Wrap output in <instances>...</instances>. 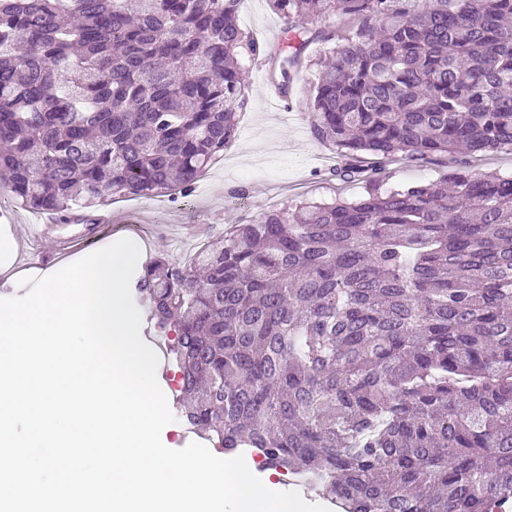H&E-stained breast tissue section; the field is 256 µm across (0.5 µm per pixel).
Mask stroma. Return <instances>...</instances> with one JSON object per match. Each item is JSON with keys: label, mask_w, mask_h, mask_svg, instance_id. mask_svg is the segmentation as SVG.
I'll list each match as a JSON object with an SVG mask.
<instances>
[{"label": "stroma", "mask_w": 512, "mask_h": 512, "mask_svg": "<svg viewBox=\"0 0 512 512\" xmlns=\"http://www.w3.org/2000/svg\"><path fill=\"white\" fill-rule=\"evenodd\" d=\"M238 15L241 28L261 43L267 42L270 30L287 26L271 0H240ZM338 25L336 17H319L305 23L303 31L312 37L315 31ZM275 51L272 58L241 59L247 103L240 113L235 140L223 157L203 173L188 194L149 199L114 196L111 204L95 212L104 221V244L122 238L139 241L144 245V258L161 252L172 264L180 266L209 241L223 236L225 228L250 223L270 209L305 200L350 201L363 195V183L341 181L324 166L323 156L335 154L336 149L316 141L310 133L314 63L328 53V44L312 37L304 54L305 63L298 67L285 61L289 48L279 44ZM272 82L287 85L298 120L287 119L276 110L268 93ZM453 170L452 160L443 156L420 165L400 162L391 166L388 183L425 184L443 179ZM11 198L8 184L0 182V240L17 243L13 254L0 253V298L25 295V288L19 284L25 270L35 269L38 276L45 277L64 266L60 260L31 266L32 254L50 252L51 245L46 240L19 235L18 225L26 223L31 213L12 204ZM141 334L158 351V382L174 416L162 432V441L169 448H183L196 436L180 417L179 374L168 352L169 339L147 323Z\"/></svg>", "instance_id": "obj_1"}]
</instances>
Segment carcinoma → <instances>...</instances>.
I'll list each match as a JSON object with an SVG mask.
<instances>
[{"mask_svg": "<svg viewBox=\"0 0 512 512\" xmlns=\"http://www.w3.org/2000/svg\"><path fill=\"white\" fill-rule=\"evenodd\" d=\"M313 34L310 132L356 201L236 224L150 261L135 300L164 334L186 425L319 485L340 512L512 507V0H273ZM238 0H0V179L69 217L184 193L235 140ZM457 159L449 181L386 167ZM473 168L477 173H512V155L508 152L489 153L480 157Z\"/></svg>", "mask_w": 512, "mask_h": 512, "instance_id": "1", "label": "carcinoma"}]
</instances>
